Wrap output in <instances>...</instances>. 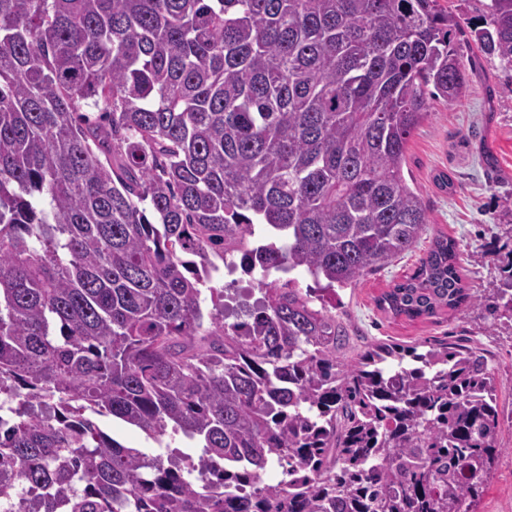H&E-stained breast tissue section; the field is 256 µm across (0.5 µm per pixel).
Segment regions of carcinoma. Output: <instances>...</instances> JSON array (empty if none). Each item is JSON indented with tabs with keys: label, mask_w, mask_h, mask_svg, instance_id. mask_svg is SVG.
Returning <instances> with one entry per match:
<instances>
[{
	"label": "carcinoma",
	"mask_w": 512,
	"mask_h": 512,
	"mask_svg": "<svg viewBox=\"0 0 512 512\" xmlns=\"http://www.w3.org/2000/svg\"><path fill=\"white\" fill-rule=\"evenodd\" d=\"M478 18L512 91V0ZM458 26L440 0H0V508L472 512L502 452L488 355L349 359L329 313L428 230L404 166L428 99L467 92ZM218 259L260 270L243 320L222 288L201 309ZM376 304L512 317V268L485 304L439 233ZM101 427L127 447L139 448L148 455H156L163 451L157 442L148 439L139 430L130 428L119 420L112 422V418H103Z\"/></svg>",
	"instance_id": "carcinoma-1"
}]
</instances>
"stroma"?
I'll return each instance as SVG.
<instances>
[{
	"instance_id": "35a3bbf8",
	"label": "stroma",
	"mask_w": 512,
	"mask_h": 512,
	"mask_svg": "<svg viewBox=\"0 0 512 512\" xmlns=\"http://www.w3.org/2000/svg\"><path fill=\"white\" fill-rule=\"evenodd\" d=\"M446 4L459 9L455 44L467 63L470 84L456 103L431 99L428 117L409 142L404 172L424 199L428 231L413 251L389 267L355 287L338 290L335 314L348 324L355 352L377 341L408 344L442 337L487 350L503 410L502 453L477 512H512V319H494L472 307L432 320L408 321L392 318L376 305L377 297L417 265L432 236L441 232L458 243L466 284L482 298L491 297L503 266L512 261V91L497 60L468 40L475 7L458 5L457 0ZM442 172L452 179L453 190L438 188L436 177ZM101 426L125 446L149 455L158 454L164 444L181 450L190 445L180 434L159 442L148 439L118 420L102 419Z\"/></svg>"
}]
</instances>
